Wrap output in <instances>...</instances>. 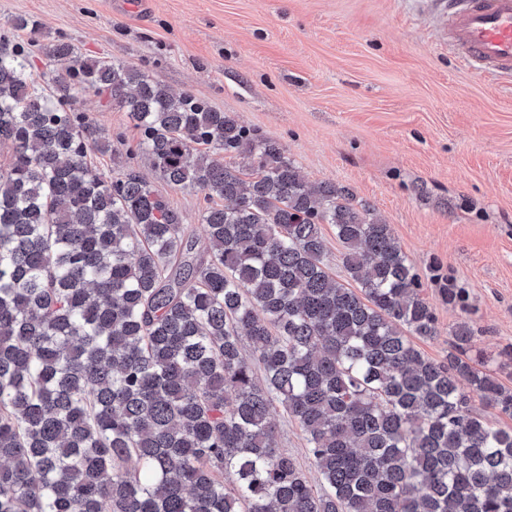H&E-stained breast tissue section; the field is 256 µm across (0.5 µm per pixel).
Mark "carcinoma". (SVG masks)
<instances>
[{
  "label": "carcinoma",
  "mask_w": 512,
  "mask_h": 512,
  "mask_svg": "<svg viewBox=\"0 0 512 512\" xmlns=\"http://www.w3.org/2000/svg\"><path fill=\"white\" fill-rule=\"evenodd\" d=\"M47 56L70 60L51 92L0 45V512H512V430L471 406L512 418V388L465 320L448 360L416 348L436 318L390 225L231 113L67 43ZM76 88L129 112L169 185L221 200L203 248L134 168L91 163L114 149ZM272 416L278 425L279 442L281 446L287 448L289 452L297 457L310 480L315 482L316 474L307 459L302 432L296 424L288 420L287 414L282 406L277 405L272 411Z\"/></svg>",
  "instance_id": "1"
}]
</instances>
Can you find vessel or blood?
Listing matches in <instances>:
<instances>
[{
  "label": "vessel or blood",
  "instance_id": "b4317fda",
  "mask_svg": "<svg viewBox=\"0 0 512 512\" xmlns=\"http://www.w3.org/2000/svg\"><path fill=\"white\" fill-rule=\"evenodd\" d=\"M442 18L465 66L512 77V0H447Z\"/></svg>",
  "mask_w": 512,
  "mask_h": 512
}]
</instances>
